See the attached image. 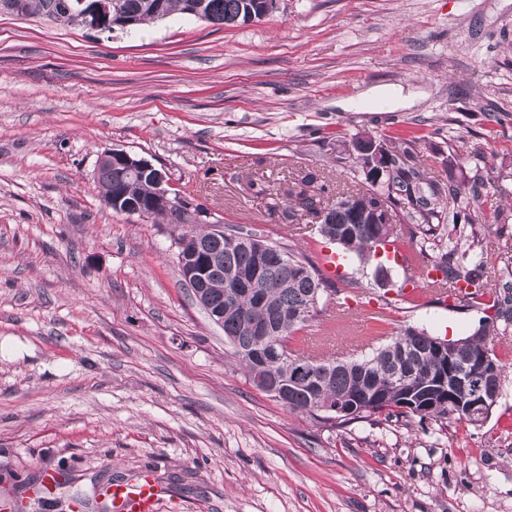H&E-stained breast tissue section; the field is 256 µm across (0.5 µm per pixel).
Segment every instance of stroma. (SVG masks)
Here are the masks:
<instances>
[{"label":"stroma","instance_id":"1","mask_svg":"<svg viewBox=\"0 0 512 512\" xmlns=\"http://www.w3.org/2000/svg\"><path fill=\"white\" fill-rule=\"evenodd\" d=\"M371 87L418 100L352 110ZM358 132L421 136L430 177L463 189L472 172L448 138L484 136L485 188L512 207V0H281L259 23L175 13L112 33L0 14V499L104 512L94 475L149 471L167 489L158 512H512V325L490 339L504 373L481 427H322L252 384L184 288L183 226L112 212L93 178L100 153L125 150L222 223L316 257L315 225L282 223L274 193L302 167L350 183L331 143ZM487 242L495 290L512 239ZM343 273L358 297L343 310L324 293L295 353L357 356L410 327L458 339L484 314L388 313L374 265ZM49 469L66 485L33 494Z\"/></svg>","mask_w":512,"mask_h":512}]
</instances>
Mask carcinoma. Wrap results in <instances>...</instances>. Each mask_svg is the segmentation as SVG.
Instances as JSON below:
<instances>
[{
    "label": "carcinoma",
    "instance_id": "obj_1",
    "mask_svg": "<svg viewBox=\"0 0 512 512\" xmlns=\"http://www.w3.org/2000/svg\"><path fill=\"white\" fill-rule=\"evenodd\" d=\"M191 2L198 5L207 22L221 26L247 23V8L254 4V0H110V10L114 15L131 19L138 28L172 13L184 14ZM84 9L80 0H0V13L45 19L64 27L80 26ZM419 143L418 137L401 138L396 145L383 138L378 140L388 168L380 179H369L364 171L366 160L361 150V135L354 134L340 141L346 150L345 156L337 157V161L350 163L357 188L336 190L333 204L324 208L321 194L328 189L327 174L320 168L301 169L276 193L278 203L273 210L281 211L282 219L290 224L313 217L323 239L363 263L374 257L379 244L398 239L394 224L381 223L389 214L398 221L407 219L413 224L414 229L409 231L412 239L419 234L437 233L447 238L448 250L433 265V270L442 273V279L432 282V286L446 287L454 307H471V298L481 292L479 281L486 277L488 229V225L477 223L471 216V202L488 205L493 224L502 230L512 225V214L505 212L497 199L482 193L484 184L477 172L466 194L452 182L431 179L419 159ZM95 180L101 197L122 198L120 206L112 207L117 214L139 205L147 208L149 218L165 224L190 225L178 237V263L192 256L190 244L196 239L204 244V255L219 259L207 274L206 292L211 305L224 311L221 325L224 338L249 379H254L259 366L254 353H265L272 345L259 341L244 327V322L268 321L278 337L288 341L316 316L322 294L329 290V281L307 251H295L271 240L263 254L258 255L237 241L240 236H261L255 229L226 224L222 232L210 228L200 230L198 221L190 214L178 221L172 211L148 206L155 195V184L149 173L130 177L124 174V169L107 162L96 166ZM254 267L260 268L258 292L265 304H259L250 295H241L233 304H227L224 294L228 288L240 273ZM491 308L494 315L479 321L473 335L491 336L498 330L499 322L512 323L511 282H505L496 291ZM433 339L423 329L409 328L361 356L332 358L334 367L317 368L313 391L288 387L287 411L316 419L326 402L353 409L352 416H339L337 427L381 416L401 417L407 422L415 418L423 422L454 416L472 425L481 424V416L456 411L448 403V391L430 385L443 368L442 361L431 354ZM407 369L414 372L412 395L403 392L393 380Z\"/></svg>",
    "mask_w": 512,
    "mask_h": 512
}]
</instances>
